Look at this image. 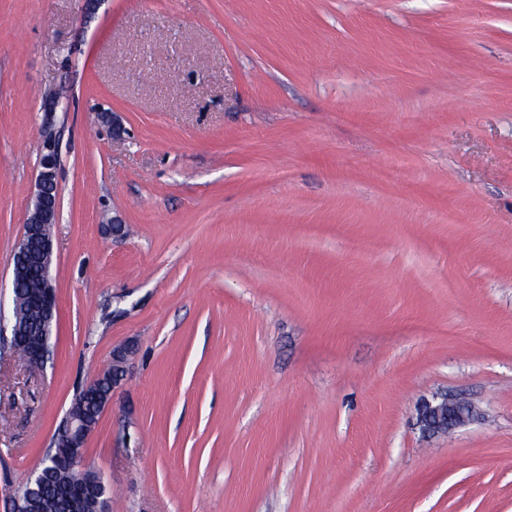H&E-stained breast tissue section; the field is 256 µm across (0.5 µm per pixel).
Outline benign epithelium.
<instances>
[{
    "mask_svg": "<svg viewBox=\"0 0 512 512\" xmlns=\"http://www.w3.org/2000/svg\"><path fill=\"white\" fill-rule=\"evenodd\" d=\"M60 103V97L48 95L43 101L45 120L42 126L41 148L34 181L32 202L28 207L23 223L21 237L13 251L11 261V279H16V261L23 258L35 247L41 258L40 293L41 314L47 322L57 320L59 299L56 289V278L53 276L54 246L51 232L52 224L56 223L59 209L58 166L59 153L54 115ZM130 348L120 346L112 350V391L103 402L100 411L112 406L117 388L126 373V363ZM479 415L478 409L462 399H450L441 394L431 400H424L418 408L417 425L423 436L430 437L438 434H448L469 423ZM95 425L79 416L66 413L60 422L54 442L69 449L61 461L63 467L72 473L81 474L86 442L94 432ZM46 473L37 470L23 491L15 498V512H29L25 494H34L45 484ZM110 484L105 477L97 472L91 484V494L98 502V510L103 512L107 502Z\"/></svg>",
    "mask_w": 512,
    "mask_h": 512,
    "instance_id": "7a95c632",
    "label": "benign epithelium"
}]
</instances>
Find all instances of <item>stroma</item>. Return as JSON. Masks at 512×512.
I'll return each mask as SVG.
<instances>
[{
	"mask_svg": "<svg viewBox=\"0 0 512 512\" xmlns=\"http://www.w3.org/2000/svg\"><path fill=\"white\" fill-rule=\"evenodd\" d=\"M60 86L59 313L44 369L0 358V512L128 343L107 512H512V0H0L6 316ZM439 393L480 415L426 440Z\"/></svg>",
	"mask_w": 512,
	"mask_h": 512,
	"instance_id": "obj_1",
	"label": "stroma"
}]
</instances>
